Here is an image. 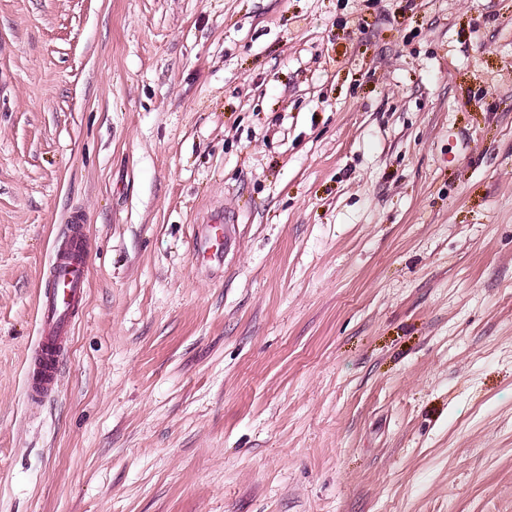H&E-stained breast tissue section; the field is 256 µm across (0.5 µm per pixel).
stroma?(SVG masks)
Returning a JSON list of instances; mask_svg holds the SVG:
<instances>
[{
	"instance_id": "1",
	"label": "stroma",
	"mask_w": 512,
	"mask_h": 512,
	"mask_svg": "<svg viewBox=\"0 0 512 512\" xmlns=\"http://www.w3.org/2000/svg\"><path fill=\"white\" fill-rule=\"evenodd\" d=\"M0 512H512V0H0ZM204 224L201 232L198 231L196 238L192 241L193 251L202 256L207 262H220L222 258V251L219 246L214 244L213 231L216 228L224 227V243L232 240L231 224H237L230 214L224 211V208L219 207L217 210L211 211L206 218L203 219ZM224 224V225H223ZM85 218L73 212L62 224L67 246L54 251L49 261L50 281L39 296V326L30 356L28 400L45 404L57 392L76 316L83 307L89 251Z\"/></svg>"
}]
</instances>
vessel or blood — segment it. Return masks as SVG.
I'll return each mask as SVG.
<instances>
[{
	"label": "vessel or blood",
	"instance_id": "b4317fda",
	"mask_svg": "<svg viewBox=\"0 0 512 512\" xmlns=\"http://www.w3.org/2000/svg\"><path fill=\"white\" fill-rule=\"evenodd\" d=\"M224 209L211 211L203 220L204 227L192 241L194 252L209 262L221 260L213 231L233 224ZM67 240L65 248L54 251L49 261L50 281L39 296L38 336L30 356L27 399L43 404L57 392L69 344L86 293L89 251L86 247L85 218L75 212L62 226Z\"/></svg>",
	"mask_w": 512,
	"mask_h": 512
}]
</instances>
